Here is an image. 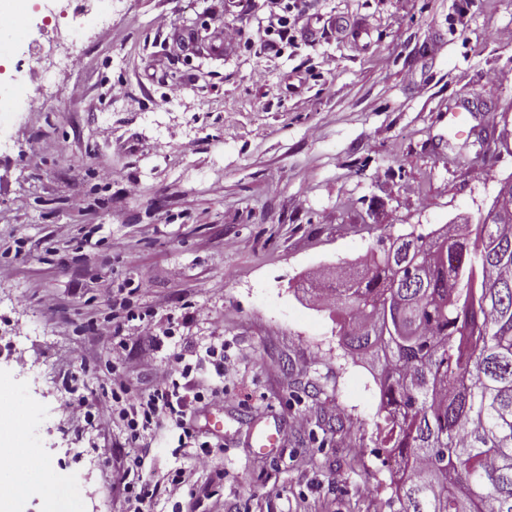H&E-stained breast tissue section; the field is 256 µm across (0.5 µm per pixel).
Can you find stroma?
I'll return each instance as SVG.
<instances>
[{
	"label": "stroma",
	"instance_id": "1",
	"mask_svg": "<svg viewBox=\"0 0 512 512\" xmlns=\"http://www.w3.org/2000/svg\"><path fill=\"white\" fill-rule=\"evenodd\" d=\"M288 3L0 0L25 23L23 46L0 49V91L22 94L0 115V424L23 422L15 446L46 462L11 512L78 496L84 512H120L111 484L131 448L65 407L111 405L116 354L134 361L132 391L187 362L206 392L187 402L211 445L195 512H392L379 381L307 289L362 269L383 239L487 213L512 177V82L497 80L512 73V0H305L296 43L262 51ZM228 25L242 34L226 56ZM55 29L77 37L81 65L46 96L20 61ZM117 303L146 315L124 323L120 351L84 317L106 324ZM197 304L208 318L190 319ZM210 345L232 371L216 375ZM275 430L287 442L261 453L257 433ZM179 434L147 440L156 477L194 456Z\"/></svg>",
	"mask_w": 512,
	"mask_h": 512
}]
</instances>
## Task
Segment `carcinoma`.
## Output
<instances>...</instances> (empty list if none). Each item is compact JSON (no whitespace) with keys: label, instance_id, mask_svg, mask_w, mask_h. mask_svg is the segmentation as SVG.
Masks as SVG:
<instances>
[{"label":"carcinoma","instance_id":"carcinoma-1","mask_svg":"<svg viewBox=\"0 0 512 512\" xmlns=\"http://www.w3.org/2000/svg\"><path fill=\"white\" fill-rule=\"evenodd\" d=\"M453 228L330 290L339 344L378 368L394 512H512V232Z\"/></svg>","mask_w":512,"mask_h":512}]
</instances>
